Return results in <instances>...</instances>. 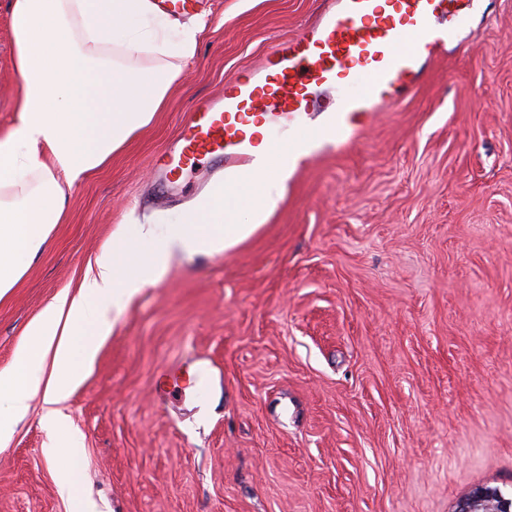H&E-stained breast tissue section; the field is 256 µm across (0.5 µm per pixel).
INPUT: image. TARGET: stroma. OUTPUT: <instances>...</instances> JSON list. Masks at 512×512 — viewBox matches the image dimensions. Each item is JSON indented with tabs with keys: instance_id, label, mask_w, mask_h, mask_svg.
I'll list each match as a JSON object with an SVG mask.
<instances>
[{
	"instance_id": "stroma-1",
	"label": "stroma",
	"mask_w": 512,
	"mask_h": 512,
	"mask_svg": "<svg viewBox=\"0 0 512 512\" xmlns=\"http://www.w3.org/2000/svg\"><path fill=\"white\" fill-rule=\"evenodd\" d=\"M320 0H198L208 24L164 108L67 192V218L0 297V373L78 296L116 225L181 223L216 183L151 162ZM0 0V134L15 124ZM0 446V512H453L512 490V0L357 141L324 143L249 239L195 256L121 312L46 417ZM73 456L78 497L43 454Z\"/></svg>"
}]
</instances>
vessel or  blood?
Wrapping results in <instances>:
<instances>
[{"label": "vessel or blood", "instance_id": "1", "mask_svg": "<svg viewBox=\"0 0 512 512\" xmlns=\"http://www.w3.org/2000/svg\"><path fill=\"white\" fill-rule=\"evenodd\" d=\"M492 2L322 0L315 18L277 41L246 77L227 78L223 96L187 110L153 169L167 183L205 159L218 171L237 170L261 154L303 165L312 155L306 129L281 142L262 140L259 129L321 108L333 93V121L318 136L347 146L363 120L402 103L449 45L462 44L470 17Z\"/></svg>", "mask_w": 512, "mask_h": 512}]
</instances>
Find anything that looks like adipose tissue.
Here are the masks:
<instances>
[{
  "mask_svg": "<svg viewBox=\"0 0 512 512\" xmlns=\"http://www.w3.org/2000/svg\"><path fill=\"white\" fill-rule=\"evenodd\" d=\"M13 63L22 78L15 126L0 136V296L45 247L66 211L67 188L105 166L160 111L194 55L202 16L162 13L155 0H11ZM293 167L257 162L242 173L244 193L214 185L180 224L140 227L132 243L117 225L94 259L78 298L57 299L30 328L15 368L0 374V445L24 419L31 395L64 400L82 378L115 315L141 289L196 255L247 240L282 196ZM54 354L51 377L43 356Z\"/></svg>",
  "mask_w": 512,
  "mask_h": 512,
  "instance_id": "adipose-tissue-1",
  "label": "adipose tissue"
}]
</instances>
